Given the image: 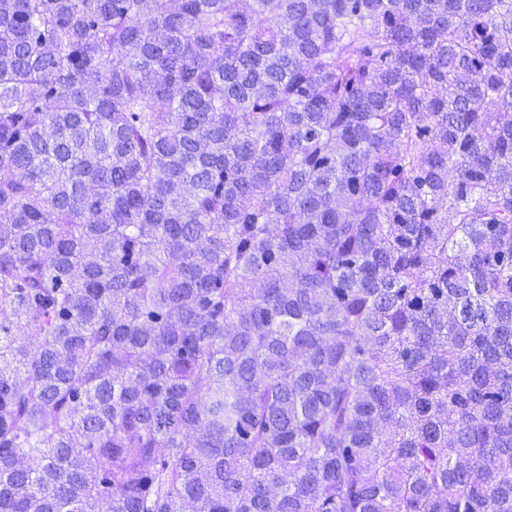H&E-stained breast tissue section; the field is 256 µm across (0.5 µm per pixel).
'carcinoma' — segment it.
<instances>
[{
	"label": "carcinoma",
	"instance_id": "cac0c4a2",
	"mask_svg": "<svg viewBox=\"0 0 512 512\" xmlns=\"http://www.w3.org/2000/svg\"><path fill=\"white\" fill-rule=\"evenodd\" d=\"M0 512H512V0H0Z\"/></svg>",
	"mask_w": 512,
	"mask_h": 512
}]
</instances>
